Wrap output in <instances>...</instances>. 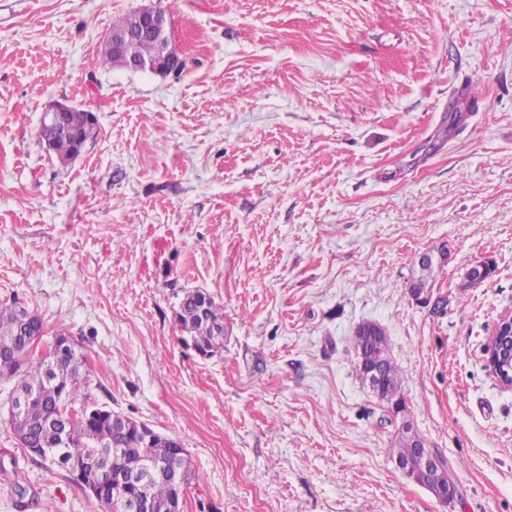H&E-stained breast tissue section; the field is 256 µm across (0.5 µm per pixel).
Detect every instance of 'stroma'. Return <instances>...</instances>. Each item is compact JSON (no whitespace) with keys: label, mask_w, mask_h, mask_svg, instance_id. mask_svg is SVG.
<instances>
[{"label":"stroma","mask_w":512,"mask_h":512,"mask_svg":"<svg viewBox=\"0 0 512 512\" xmlns=\"http://www.w3.org/2000/svg\"><path fill=\"white\" fill-rule=\"evenodd\" d=\"M156 2L185 61L167 76L99 63L141 0H0V301L80 346L88 404L181 442L185 512H512V388L483 367L512 309V0ZM456 88L481 108L454 126ZM56 101L97 116L66 164L38 139ZM195 289L224 312L209 359L177 321ZM366 321L394 420L357 374ZM9 389L0 512H98L18 445ZM403 424L451 503L397 467ZM445 267V262H439L437 264H429L425 268L422 269L421 275L413 280V282L410 284V288L415 289V291L421 293L424 292L426 289H429L432 293L433 287L435 285L437 277L442 273ZM409 288V294L412 298V300L419 305H427L430 303L431 298L416 295L411 292V289ZM376 325L378 324L375 322H367L358 327L353 337L354 351L357 355V359L361 350L365 351L366 349L385 351L388 353L382 367L381 385L377 391L378 396L381 401L400 405L401 408H405L401 376L391 355L388 336L382 327L377 334H370L371 329Z\"/></svg>","instance_id":"obj_1"}]
</instances>
